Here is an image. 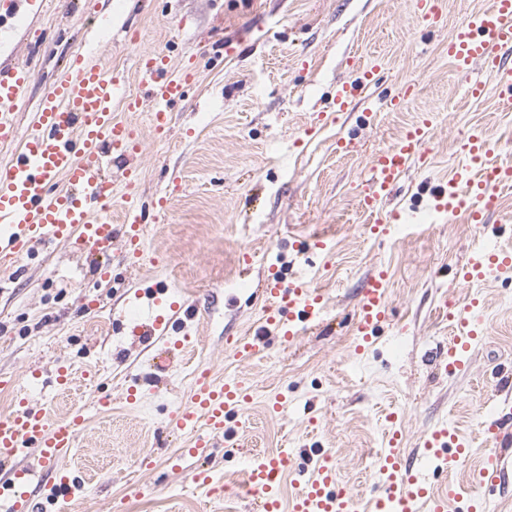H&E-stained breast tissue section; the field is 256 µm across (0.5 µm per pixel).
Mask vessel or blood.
<instances>
[{
    "label": "vessel or blood",
    "instance_id": "1",
    "mask_svg": "<svg viewBox=\"0 0 512 512\" xmlns=\"http://www.w3.org/2000/svg\"><path fill=\"white\" fill-rule=\"evenodd\" d=\"M0 27L10 26L27 34V17L17 0H5ZM448 57L456 71L469 74L479 65L492 75L505 107H512V0H490L487 8L468 13L457 23L448 40ZM355 79L336 92L337 111H347L352 101L374 81L376 60L352 63ZM140 82L154 102L150 125L161 136L170 131L173 107L183 101L197 79L194 67L169 70L164 56L147 54L137 61ZM33 80L30 67L0 64V143L21 140V147L9 164L0 169V262L13 263L30 256L36 246L53 241L67 242L74 251L90 256H107L118 235H125L133 256H140L143 215L138 203L140 171L131 158L140 154L143 142L139 128L120 119V112L140 111L138 98L123 84L108 76L97 64L81 57L70 60L66 73L40 98L36 112L25 130H18L16 117L25 103ZM428 121L411 126L395 143L374 152L369 177L360 197L361 208L373 214L369 231L374 237L387 235L384 219L378 218L380 202L399 184L408 164L425 162ZM457 148L466 162L455 171L446 187L436 192L439 211H463L475 224L485 223L497 209V192L512 185V166L492 163L493 148L482 127L474 126L459 139ZM115 159L127 160L120 182H113L105 170ZM121 199L122 225L108 215L114 199ZM511 270L512 250L496 248L484 262L466 271L467 279H480L486 269ZM166 291L154 286L143 290L150 314L138 321L136 330L144 335L166 338L172 317L159 313ZM477 300L454 305L448 313L458 332L448 347L447 369L464 367L472 340L480 330ZM325 298L300 277L286 278L271 272L266 288L263 322L254 334L237 337L231 349L235 357L249 359L266 346L269 333L291 342L302 329L321 322ZM388 320L385 276L368 278L359 292L355 322L358 349H365L377 329ZM250 379L243 374L219 382L209 371L196 375L188 401L171 416L174 429L189 432L191 440L184 454L206 456L215 438H231L249 398ZM512 421V407L497 409L486 429V456L472 477L475 487L490 490L505 484L501 467V427ZM84 422L82 409L73 410L62 421L45 407L18 401L0 413V471L21 458H33V465L14 470L11 478L0 479V512H66L81 488L77 477L60 463L77 445ZM465 444L456 429L440 427L423 442L417 466H408L399 451L391 449L379 460L380 479L375 486V512H478L480 504L455 488L439 492L431 475L452 470L461 460ZM291 462L288 451L256 453L242 466L243 492L258 505L259 512H279V486ZM188 476L206 495H223L224 485L210 471L192 468ZM45 484V499L15 492L16 484ZM290 512H354L353 500L336 483V469L321 462L315 478L303 481L292 500Z\"/></svg>",
    "mask_w": 512,
    "mask_h": 512
}]
</instances>
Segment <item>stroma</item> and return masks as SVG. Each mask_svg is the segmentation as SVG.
<instances>
[{"mask_svg": "<svg viewBox=\"0 0 512 512\" xmlns=\"http://www.w3.org/2000/svg\"><path fill=\"white\" fill-rule=\"evenodd\" d=\"M489 3L443 0L442 23L429 26L413 0H60L31 23L44 39L39 50L0 35V63L24 61L34 70L20 126L77 54L101 62L142 102L131 116L143 140L137 193L154 221L143 228L139 262L116 244L103 282L93 260L55 242L22 260L18 272L0 270L10 282L0 289V379H14L32 405L51 407L57 418L84 408L67 465L84 479L86 496L69 512H253L240 489L243 459L283 448L292 450L295 470L282 479V502L324 455L357 512H372L370 485L390 428L412 460L442 424L471 444L451 478L472 493L483 426L512 399V270L466 283L457 273L487 248L512 249V223L503 221L512 214V187L499 190V211L482 228L462 215L427 217L425 208L460 163L457 141L470 127L486 130L495 160L512 162V109L491 83L483 97H466L468 79L484 81L485 74L477 68L463 77L448 58L458 20ZM152 53L167 56L174 69L193 59L197 69L164 139L151 129L152 98L136 71L137 58ZM358 57L377 60V77L349 111H336V90L353 78ZM408 83L413 97L388 108ZM424 116L428 160L411 166L382 202L389 234L371 237L359 205L369 159ZM163 196L166 209L155 211ZM314 236L325 249H292L293 239ZM273 266L324 293L327 318L290 344L273 338L260 356L235 358L228 339L258 328ZM380 269L389 320L360 354L353 335L358 290ZM151 285L194 306L195 318L173 329L192 337L193 351L150 350L133 333L130 299ZM472 296L485 331L467 367L451 374L441 361L455 334L444 307ZM60 363L87 374V382L59 389ZM198 369L218 381L245 373L252 384L240 447L218 446L205 459L226 487L214 500L177 465L187 438L168 419ZM134 383L141 398L130 404L124 393ZM102 393L111 409L95 406ZM278 396L286 406L269 414Z\"/></svg>", "mask_w": 512, "mask_h": 512, "instance_id": "obj_1", "label": "stroma"}]
</instances>
